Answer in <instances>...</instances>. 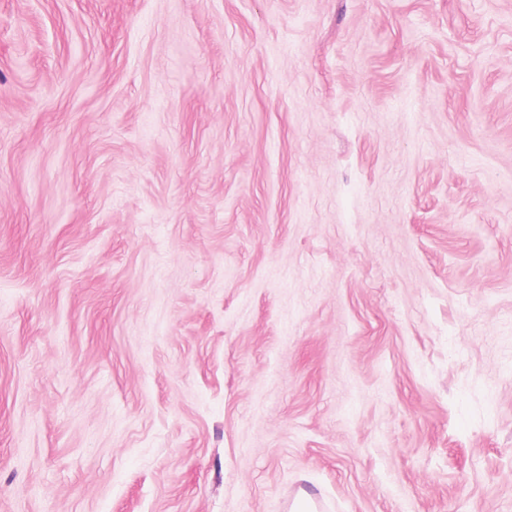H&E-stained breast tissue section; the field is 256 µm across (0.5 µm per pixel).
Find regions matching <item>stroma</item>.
<instances>
[{
	"mask_svg": "<svg viewBox=\"0 0 512 512\" xmlns=\"http://www.w3.org/2000/svg\"><path fill=\"white\" fill-rule=\"evenodd\" d=\"M512 512V0H0V512Z\"/></svg>",
	"mask_w": 512,
	"mask_h": 512,
	"instance_id": "1",
	"label": "stroma"
}]
</instances>
